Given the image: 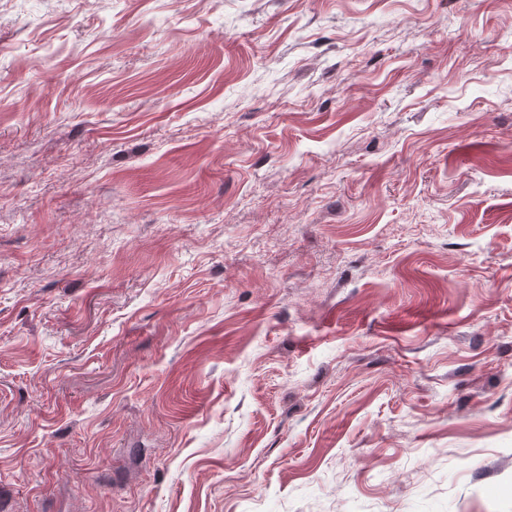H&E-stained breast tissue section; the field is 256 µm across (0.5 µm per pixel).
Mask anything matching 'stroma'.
Wrapping results in <instances>:
<instances>
[{"label": "stroma", "mask_w": 512, "mask_h": 512, "mask_svg": "<svg viewBox=\"0 0 512 512\" xmlns=\"http://www.w3.org/2000/svg\"><path fill=\"white\" fill-rule=\"evenodd\" d=\"M0 512H512V0H0Z\"/></svg>", "instance_id": "35a3bbf8"}]
</instances>
